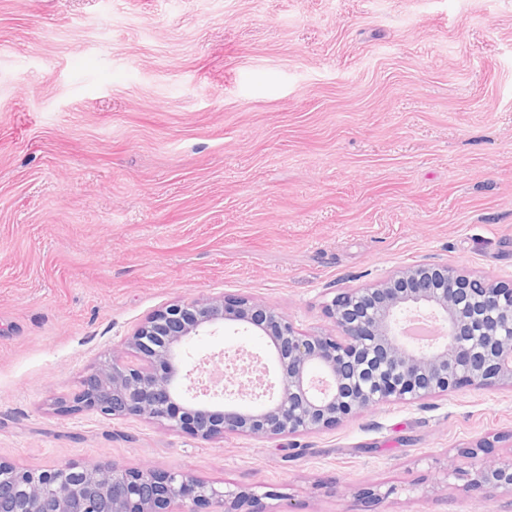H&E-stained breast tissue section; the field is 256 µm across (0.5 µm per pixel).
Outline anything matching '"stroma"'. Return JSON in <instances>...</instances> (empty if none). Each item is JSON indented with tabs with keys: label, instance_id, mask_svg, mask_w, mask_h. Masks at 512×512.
<instances>
[{
	"label": "stroma",
	"instance_id": "1",
	"mask_svg": "<svg viewBox=\"0 0 512 512\" xmlns=\"http://www.w3.org/2000/svg\"><path fill=\"white\" fill-rule=\"evenodd\" d=\"M422 263L512 280V0H0V458L151 464L270 512H506L446 468L512 445L507 390L272 441L67 406L167 304L245 293L313 330ZM240 344L268 352L190 354Z\"/></svg>",
	"mask_w": 512,
	"mask_h": 512
}]
</instances>
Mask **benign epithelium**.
Instances as JSON below:
<instances>
[{
    "label": "benign epithelium",
    "instance_id": "obj_1",
    "mask_svg": "<svg viewBox=\"0 0 512 512\" xmlns=\"http://www.w3.org/2000/svg\"><path fill=\"white\" fill-rule=\"evenodd\" d=\"M426 312L450 340L424 349L406 343L402 321ZM331 326L303 331L248 294L179 301L146 317L112 359L83 377L75 411L137 416L203 440H265L332 429L384 403H413L465 387L512 390V280L490 282L448 265L403 268L324 306ZM226 329L261 336L277 367V389L243 409L236 398L191 393L189 344ZM482 440L461 448L469 469L447 468L464 494L512 498V453L478 459ZM32 472L0 459V512H269L251 489L217 488L180 471L127 469L95 461ZM27 506H15L17 488Z\"/></svg>",
    "mask_w": 512,
    "mask_h": 512
}]
</instances>
